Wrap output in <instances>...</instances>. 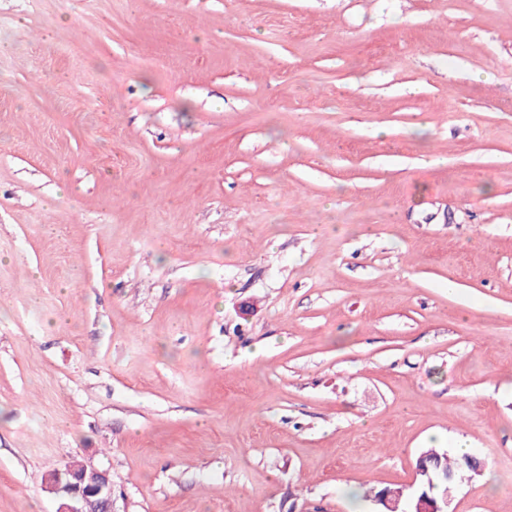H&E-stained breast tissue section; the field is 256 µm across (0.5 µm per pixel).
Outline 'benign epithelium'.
<instances>
[{
  "label": "benign epithelium",
  "instance_id": "obj_1",
  "mask_svg": "<svg viewBox=\"0 0 512 512\" xmlns=\"http://www.w3.org/2000/svg\"><path fill=\"white\" fill-rule=\"evenodd\" d=\"M50 490L60 500L57 512H82L80 503L88 493L101 497L105 512H116L112 500V481L107 471L97 467L84 465L74 470L68 465L52 475Z\"/></svg>",
  "mask_w": 512,
  "mask_h": 512
}]
</instances>
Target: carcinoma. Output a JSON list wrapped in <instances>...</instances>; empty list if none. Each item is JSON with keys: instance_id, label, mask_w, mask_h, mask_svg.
<instances>
[{"instance_id": "obj_1", "label": "carcinoma", "mask_w": 512, "mask_h": 512, "mask_svg": "<svg viewBox=\"0 0 512 512\" xmlns=\"http://www.w3.org/2000/svg\"><path fill=\"white\" fill-rule=\"evenodd\" d=\"M417 465L424 470V474L420 476V482L412 492L402 493L400 509L404 512H412L420 498L444 503L448 491L455 486L456 475L464 465V459L430 448L420 455Z\"/></svg>"}]
</instances>
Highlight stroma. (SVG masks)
<instances>
[{
    "instance_id": "35a3bbf8",
    "label": "stroma",
    "mask_w": 512,
    "mask_h": 512,
    "mask_svg": "<svg viewBox=\"0 0 512 512\" xmlns=\"http://www.w3.org/2000/svg\"><path fill=\"white\" fill-rule=\"evenodd\" d=\"M512 512V0H0V512ZM467 457L459 459L449 456L447 451L441 452L430 448L423 452L417 461V466L419 465L424 470V474L420 476L418 486L411 493H405L399 488L385 487L376 491L374 498L378 499L388 493L402 491L400 511H414L415 503L419 498L437 500L443 505L448 491L455 486L456 475ZM64 481V482H63ZM50 490L55 493L60 504L57 512H117L112 500V481L107 471L94 466L83 465L74 470L67 465L52 475ZM87 493L100 496L88 495ZM103 502V503H102Z\"/></svg>"
}]
</instances>
